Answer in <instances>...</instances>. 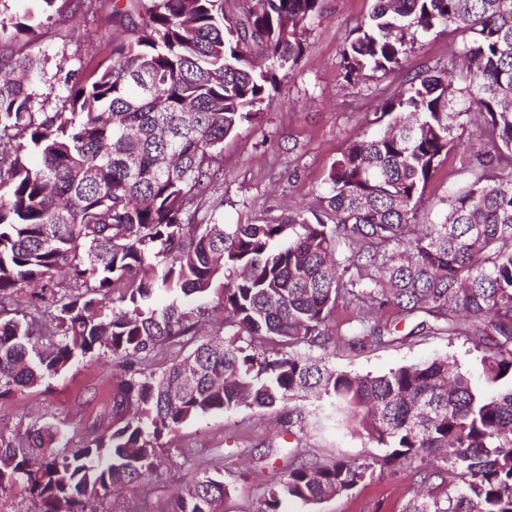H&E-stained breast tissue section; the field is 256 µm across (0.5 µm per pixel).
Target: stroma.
<instances>
[{
	"instance_id": "35a3bbf8",
	"label": "stroma",
	"mask_w": 512,
	"mask_h": 512,
	"mask_svg": "<svg viewBox=\"0 0 512 512\" xmlns=\"http://www.w3.org/2000/svg\"><path fill=\"white\" fill-rule=\"evenodd\" d=\"M374 0H322L323 12L308 26L294 64L279 71L272 101L258 123L242 126L224 141L218 160L222 180L210 189L223 198L221 222L247 224L316 205L331 163L350 141L379 132L375 112L397 93L406 76L446 64L455 52L447 35L433 33L408 49L401 70L367 72L356 82L344 78L342 51L367 19ZM78 30L77 40L66 39ZM112 31L108 8L46 21L40 45L43 69L33 86L46 108H60L63 91L56 76L60 60L71 68L86 62ZM459 162L443 164L419 206L418 220L436 221L449 191L466 186ZM340 371L383 374L391 369L446 357L472 376L481 372V353L464 336H415L394 346L352 349L328 344L312 350ZM111 356L89 355L40 386L0 398V431L24 435L32 427L58 425L80 444L111 410ZM325 402L306 397L277 413L240 408L215 411L187 421L165 449L159 477L105 499L100 512H165L186 484L203 475L223 477L227 494L218 512H257L270 487L283 476L289 452L328 462L379 459L373 474L351 490L315 506L288 499L283 512H403L420 489V460L383 464L384 448L328 420Z\"/></svg>"
}]
</instances>
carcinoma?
Here are the masks:
<instances>
[{"label": "carcinoma", "mask_w": 512, "mask_h": 512, "mask_svg": "<svg viewBox=\"0 0 512 512\" xmlns=\"http://www.w3.org/2000/svg\"><path fill=\"white\" fill-rule=\"evenodd\" d=\"M38 2L47 15L75 6ZM319 12L320 0H112L125 37L81 70L58 67L69 109L55 112L38 111L32 92L43 23L0 17V397L78 356L108 353L120 367L109 420L83 447H60L51 424L24 445L0 432L1 494L23 489L36 512H97L115 486L156 475L188 420L313 394L390 449L385 459H443L406 512H512V0H376L344 47L347 79L394 71L437 29L460 39V75L409 77L375 119L383 132L331 164L318 209L221 224L224 201L203 199L212 164L272 101ZM467 138L470 181L436 223H417L433 173ZM32 287L44 321L6 306ZM214 295L223 327L167 369L147 368L151 353L198 335ZM403 321L412 335L475 339L493 391L446 357L374 376L298 350L335 335L391 346ZM371 467L296 455L258 512L333 498ZM225 494L205 475L169 512H214Z\"/></svg>", "instance_id": "cac0c4a2"}]
</instances>
